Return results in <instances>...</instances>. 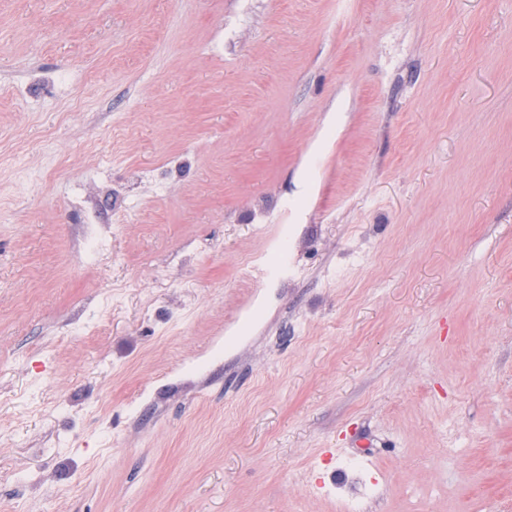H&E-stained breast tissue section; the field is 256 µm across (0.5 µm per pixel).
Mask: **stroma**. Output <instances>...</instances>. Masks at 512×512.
Segmentation results:
<instances>
[{
    "mask_svg": "<svg viewBox=\"0 0 512 512\" xmlns=\"http://www.w3.org/2000/svg\"><path fill=\"white\" fill-rule=\"evenodd\" d=\"M347 500L512 512V0H0V512Z\"/></svg>",
    "mask_w": 512,
    "mask_h": 512,
    "instance_id": "35a3bbf8",
    "label": "stroma"
}]
</instances>
